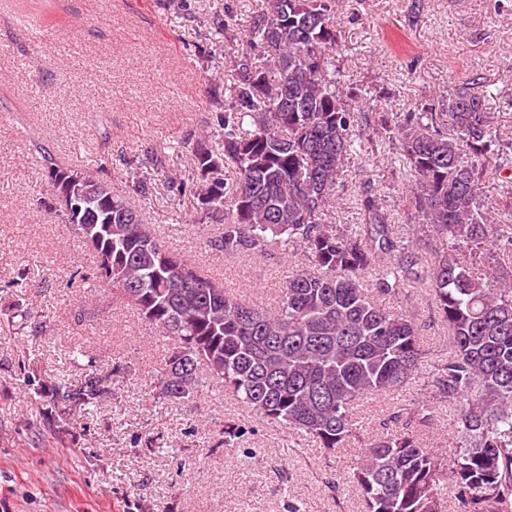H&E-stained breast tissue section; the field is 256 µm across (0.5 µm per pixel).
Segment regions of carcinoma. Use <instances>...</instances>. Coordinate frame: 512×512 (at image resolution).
<instances>
[{
  "mask_svg": "<svg viewBox=\"0 0 512 512\" xmlns=\"http://www.w3.org/2000/svg\"><path fill=\"white\" fill-rule=\"evenodd\" d=\"M245 38L263 54L246 51L224 71L230 101L216 116L219 140L200 138L192 151L199 220L222 225L210 243L226 255L264 253L284 237L303 243L306 263L286 268L277 307L246 304L198 275L91 171L46 169L56 197L69 179H85L74 229L98 257L96 278L178 342L161 398L200 396L204 367L258 423L303 434L328 457L363 443V458L339 479L356 485L366 512H447V483L462 512H509L512 279H489L512 259V210L485 205L495 134L484 97L450 88L423 112L375 120L407 181L408 209L440 243L422 254L367 192L357 197L360 224L324 223L344 167L370 142L356 132L369 115L347 104L336 80V0H261ZM222 168L233 177L214 176ZM463 246L482 255L484 273L456 258ZM415 282L428 284L448 328V355L428 364L415 321L369 297H397ZM425 367L424 393L395 406L385 433L361 437L359 403L400 395ZM86 370L74 383L40 385L46 413L66 421L75 408L101 407L111 376H98L90 359ZM444 408L462 439L451 457L416 433ZM254 432L227 422L221 444Z\"/></svg>",
  "mask_w": 512,
  "mask_h": 512,
  "instance_id": "obj_1",
  "label": "carcinoma"
}]
</instances>
